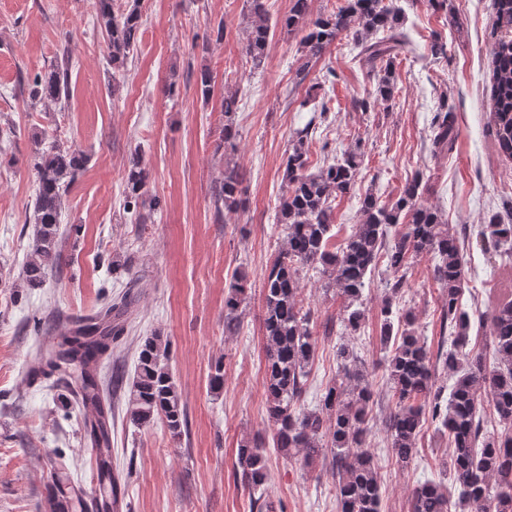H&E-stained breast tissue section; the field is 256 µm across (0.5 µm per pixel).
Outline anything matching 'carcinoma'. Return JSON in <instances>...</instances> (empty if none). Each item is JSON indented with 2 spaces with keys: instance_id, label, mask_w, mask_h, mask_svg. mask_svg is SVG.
Instances as JSON below:
<instances>
[{
  "instance_id": "obj_1",
  "label": "carcinoma",
  "mask_w": 512,
  "mask_h": 512,
  "mask_svg": "<svg viewBox=\"0 0 512 512\" xmlns=\"http://www.w3.org/2000/svg\"><path fill=\"white\" fill-rule=\"evenodd\" d=\"M491 91L492 122L499 151L512 159V0H493ZM96 18L109 41L112 68H123L138 41L141 15L133 5L117 13L113 0H95ZM289 34L299 33L304 62L296 71L298 83L309 74L311 60L319 59L336 40L354 33L359 61L376 73L374 101L394 97L392 71L395 61L413 51L409 35L401 30V16L393 0H344L330 13L309 18V0H292L281 21ZM271 27L265 0H249L245 52L258 66L265 57ZM69 61L56 64L45 74L21 77L20 87L33 101L59 102L70 95ZM239 109L237 96L224 98L222 111L228 122L217 149L229 155L236 151V133L230 119ZM458 138L453 113L444 111L432 128L431 151L449 153ZM358 148L346 150L317 172L309 171V129L299 130L290 140L285 162L286 192L278 205V221L286 226L287 242L264 279V328L267 339L265 393L267 414L275 427L273 441L284 456L299 451L313 461L331 455L337 477L336 499L340 512H381L382 493L372 454L365 448L370 431V407L376 393L363 382L362 359L354 348L341 345L336 351L337 371L315 409L298 402L305 391L309 365L317 344L312 336L310 310L298 299V275L314 267L331 282L345 301L344 326L356 331L364 319L361 297L367 276L379 259L396 274L390 294L381 308V340L391 346L385 360L395 408L385 420L395 465L406 468L416 455V440L425 415L439 423L452 448L450 469L454 485L428 481L411 494L412 512H512V299L491 311L489 324L495 365L487 366L483 353L468 348L471 318L463 309V253L459 239L442 222L438 212L417 202L421 183L403 188L392 204H383L369 193L361 201L364 214L344 242L334 247L331 202L350 192L360 166ZM87 157L54 142L34 163L37 188L31 223L33 248L22 266L25 288H40L57 268L63 232L60 230L62 198L84 167ZM147 174L134 160L126 178L127 206H138L145 194ZM243 175L235 166L224 167V182L214 197L216 211L243 207ZM406 223V231L388 242L391 226ZM478 236L484 250L507 255L503 246L512 244V224L494 221L482 225ZM431 256L433 278L438 284L442 309V336L436 352L416 334L410 312H393V298L404 286L410 260ZM246 280L234 272L224 300V328L239 325L238 309L244 300ZM133 300L124 298L102 308L90 321L76 324L58 351H39L38 363L61 364L77 371L80 404L99 407L97 418L84 424V438L92 448H109L112 442L111 408L103 407L97 373L92 363L110 349L124 332ZM169 344L161 336H150L141 344L138 364L129 384L130 416L147 425L161 420L173 437L182 436L186 413L168 368ZM452 372L455 381L448 396L435 383V370ZM502 427L498 435L485 432V408ZM100 495L94 498L96 512H112L121 495V482L112 473L111 460L96 457ZM238 474L253 491L258 512H271L262 492L267 480V462L259 446L238 449ZM60 498L48 503L51 512H77L83 501L68 492L70 472L57 473Z\"/></svg>"
}]
</instances>
